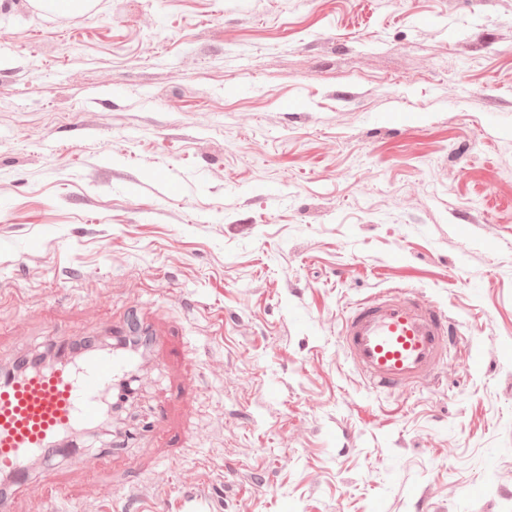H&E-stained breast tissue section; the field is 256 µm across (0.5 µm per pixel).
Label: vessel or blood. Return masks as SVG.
I'll return each instance as SVG.
<instances>
[{"label":"vessel or blood","instance_id":"b4317fda","mask_svg":"<svg viewBox=\"0 0 512 512\" xmlns=\"http://www.w3.org/2000/svg\"><path fill=\"white\" fill-rule=\"evenodd\" d=\"M123 324L113 323L111 348L73 354L72 342L48 335L53 363H25L0 373V512H14L16 493H31L36 512H49L29 469L37 456L60 451L66 436L82 438L100 424L112 397L138 368V350L125 344ZM342 350L372 390L404 394L437 378L460 338L446 311L413 290L384 288L347 311Z\"/></svg>","mask_w":512,"mask_h":512}]
</instances>
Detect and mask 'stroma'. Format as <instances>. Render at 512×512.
<instances>
[{"mask_svg": "<svg viewBox=\"0 0 512 512\" xmlns=\"http://www.w3.org/2000/svg\"><path fill=\"white\" fill-rule=\"evenodd\" d=\"M400 283L464 341L392 396L339 332ZM148 308L61 512H512V0H0V368Z\"/></svg>", "mask_w": 512, "mask_h": 512, "instance_id": "35a3bbf8", "label": "stroma"}]
</instances>
